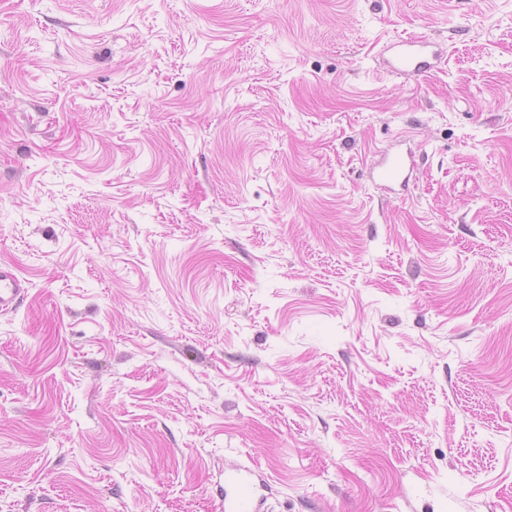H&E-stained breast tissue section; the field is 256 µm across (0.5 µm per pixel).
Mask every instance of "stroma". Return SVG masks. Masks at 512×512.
<instances>
[{"mask_svg":"<svg viewBox=\"0 0 512 512\" xmlns=\"http://www.w3.org/2000/svg\"><path fill=\"white\" fill-rule=\"evenodd\" d=\"M0 263V512H512V0H0ZM386 59V70L391 73L418 77L428 73L441 61L444 49L440 43L427 36L410 35L394 42ZM411 165L400 153L385 155L370 171V178L382 186H405ZM23 282L9 266L0 265V311L8 312L16 309L21 297L24 296ZM247 472V471H245ZM250 473L234 468L225 476V483L231 486L232 494L224 496V510L228 512H257L259 504L255 499V483Z\"/></svg>","mask_w":512,"mask_h":512,"instance_id":"stroma-1","label":"stroma"}]
</instances>
